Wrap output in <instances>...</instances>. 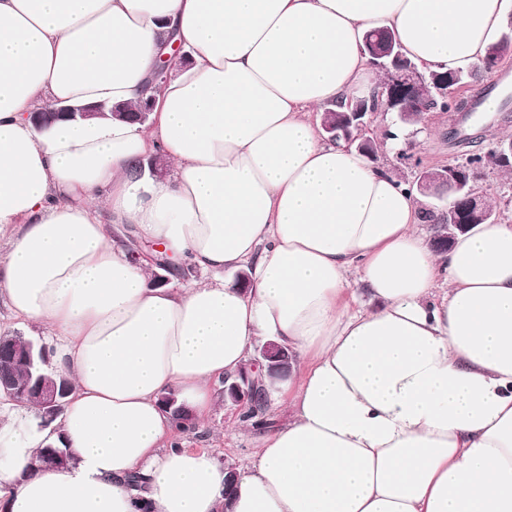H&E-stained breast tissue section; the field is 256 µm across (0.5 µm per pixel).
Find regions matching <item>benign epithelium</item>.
Here are the masks:
<instances>
[{
	"label": "benign epithelium",
	"mask_w": 512,
	"mask_h": 512,
	"mask_svg": "<svg viewBox=\"0 0 512 512\" xmlns=\"http://www.w3.org/2000/svg\"><path fill=\"white\" fill-rule=\"evenodd\" d=\"M387 56L388 61L379 63V67L385 71V82L379 96L384 98L383 113L396 114V120L404 123L409 115H421L424 111L423 103L425 94L423 80L426 71L416 64L407 65L402 62V55L395 51L384 54L377 52L375 56L380 58ZM367 97L359 95L353 97L348 106L346 117L348 126L355 130L350 133L336 127L333 113H322L321 129L327 135V139L334 140L343 136L345 143L357 145L361 148L369 142V136L373 134L372 123L374 113L366 111ZM153 111V103L149 100L136 106L107 105L105 103L65 104L56 106L50 110H40L31 113V121L37 132L46 131L57 120H89L94 118L112 117L116 119L128 118L134 123L145 124ZM512 163V138L501 139L496 146L484 155L483 168L492 171L500 169L502 165ZM465 172L458 166H446L422 171L417 179L418 189L421 194L433 196L440 202L448 201L451 193L464 192L465 210L461 213V222L436 225L433 237V246L446 250L452 246L457 235L468 232L478 224L493 222L497 217L488 209L486 193L480 188L464 189ZM33 344L21 336H16L8 341L0 336V362L26 363L32 360ZM292 369V358L288 349L274 341L264 343L258 350L257 356L245 366L233 379H224V395L227 401L240 409L253 403L256 387L260 379L273 376L277 379L286 378ZM66 378L56 380L52 377L39 376L34 381L11 395L18 399L30 393L38 395L36 417L40 424L48 426L57 417L61 409V399L64 396ZM163 408L175 413L186 423L194 421L195 416L191 409L184 404H177L173 396L161 398Z\"/></svg>",
	"instance_id": "benign-epithelium-1"
}]
</instances>
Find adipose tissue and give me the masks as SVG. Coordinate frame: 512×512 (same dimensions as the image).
Listing matches in <instances>:
<instances>
[{
	"label": "adipose tissue",
	"mask_w": 512,
	"mask_h": 512,
	"mask_svg": "<svg viewBox=\"0 0 512 512\" xmlns=\"http://www.w3.org/2000/svg\"><path fill=\"white\" fill-rule=\"evenodd\" d=\"M506 0H0V301L46 327L72 391L56 432L0 392V512H512V222L437 252L419 194L311 112L382 77L366 33L467 70ZM168 77L154 79L168 40ZM154 101L149 124L27 115ZM171 169L141 172L148 156ZM136 225L208 281L175 289L94 216ZM371 299L353 306L352 281ZM301 362L291 412L225 496L196 417L267 341ZM64 442L66 469L24 471ZM147 479L142 497L126 481Z\"/></svg>",
	"instance_id": "obj_1"
}]
</instances>
